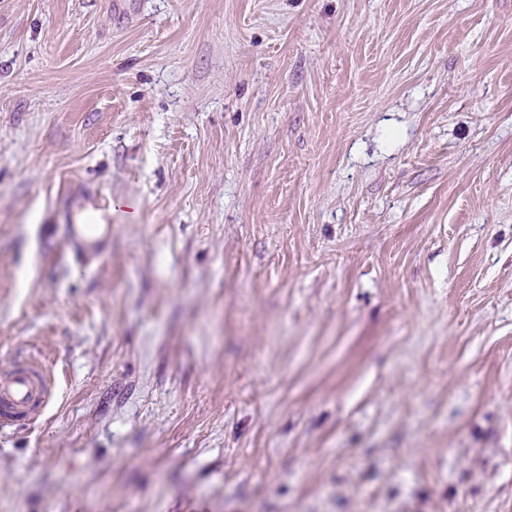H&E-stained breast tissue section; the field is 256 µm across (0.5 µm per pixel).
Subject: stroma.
I'll return each mask as SVG.
<instances>
[{"label":"stroma","instance_id":"obj_1","mask_svg":"<svg viewBox=\"0 0 512 512\" xmlns=\"http://www.w3.org/2000/svg\"><path fill=\"white\" fill-rule=\"evenodd\" d=\"M32 356L0 512H512V0H0ZM65 231L67 239L78 255L93 259L101 255L104 237L112 228V211L101 204L92 193L74 195L69 201ZM80 214L82 220H77Z\"/></svg>","mask_w":512,"mask_h":512}]
</instances>
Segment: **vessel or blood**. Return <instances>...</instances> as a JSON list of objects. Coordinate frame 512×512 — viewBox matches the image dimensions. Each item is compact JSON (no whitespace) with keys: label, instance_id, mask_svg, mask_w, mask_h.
Here are the masks:
<instances>
[{"label":"vessel or blood","instance_id":"obj_1","mask_svg":"<svg viewBox=\"0 0 512 512\" xmlns=\"http://www.w3.org/2000/svg\"><path fill=\"white\" fill-rule=\"evenodd\" d=\"M112 227V212L94 194L84 192L69 201L65 231L78 255H101L104 238ZM54 384L45 369L14 361L0 366V426L35 423L49 406Z\"/></svg>","mask_w":512,"mask_h":512}]
</instances>
